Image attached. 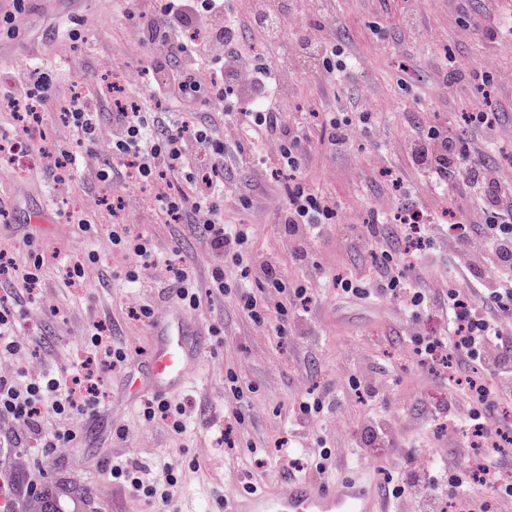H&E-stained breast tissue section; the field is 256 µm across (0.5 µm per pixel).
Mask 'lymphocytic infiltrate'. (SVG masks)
I'll return each mask as SVG.
<instances>
[{
  "label": "lymphocytic infiltrate",
  "mask_w": 512,
  "mask_h": 512,
  "mask_svg": "<svg viewBox=\"0 0 512 512\" xmlns=\"http://www.w3.org/2000/svg\"><path fill=\"white\" fill-rule=\"evenodd\" d=\"M290 11L286 2L281 11L244 16L225 0H150L148 7L128 11V21L149 51L139 83H128L125 71L110 73L130 104L109 95L53 92V70H34L25 89L7 98L19 121L0 135V158L12 159L15 145L35 141L45 114L64 112L78 131L79 143L95 159L94 186L123 194L145 192L143 204L157 223L183 225L210 258L209 280L203 285L194 265L163 258L152 236L137 225L116 223L108 239L125 282L137 285L142 274L155 271L168 296L190 313L213 310L221 302L260 327L272 318L289 323L312 302L315 289L286 281L275 261L254 264L250 231L230 224L224 204L238 193L237 172L252 174L273 166L298 170L313 149L303 119L266 105L279 84V70L257 54L244 53L241 46L247 30L268 41L278 38ZM202 95L212 103L205 111L198 106ZM374 119L370 111L353 118L323 113L322 141L334 149L343 147L353 135L369 132ZM497 128L495 113L475 112L470 131L431 128L411 147L436 184L462 186L482 201L475 220L448 227V247L454 262L465 265L469 287L439 290L407 277L406 269L421 266V258L411 247H400L378 211L364 226L373 267L332 279L336 294L388 300L435 321L436 330L412 338L420 361L448 367V400L431 403L429 413L447 414L454 435L463 445L477 443L479 451L465 466L446 467L437 475L410 469L391 492L399 497L409 486L439 484L454 496L458 512H475L476 504L466 493L473 483L490 487L500 501L512 502V476L502 468V444L512 442V419L498 413L500 405L512 403V180L501 176L498 167L482 163L476 137ZM201 164L209 175L205 186L195 176ZM337 217L335 199L304 182L289 187L277 213L289 250L301 260ZM42 266L41 256L30 255L22 263L12 244L0 243V353L14 355L23 347L13 306L42 298ZM230 268L253 278L257 290L234 288L226 277ZM104 397L101 378L85 364L73 367L63 380L42 372L28 371L20 379L0 374V419L39 432L41 447L50 453L75 444L71 419L95 414ZM50 415L62 418L63 424L46 434L42 423ZM112 477L163 507L171 505L180 480L170 464L159 477L147 480L140 468L116 462Z\"/></svg>",
  "instance_id": "lymphocytic-infiltrate-1"
}]
</instances>
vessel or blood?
<instances>
[{
	"instance_id": "vessel-or-blood-1",
	"label": "vessel or blood",
	"mask_w": 512,
	"mask_h": 512,
	"mask_svg": "<svg viewBox=\"0 0 512 512\" xmlns=\"http://www.w3.org/2000/svg\"><path fill=\"white\" fill-rule=\"evenodd\" d=\"M154 343L144 370L130 376L125 391L136 400L182 389L205 345V329L179 308L152 323ZM385 464L369 463L340 477L314 475L271 481L226 498L224 512H396Z\"/></svg>"
}]
</instances>
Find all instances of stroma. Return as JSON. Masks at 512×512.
I'll return each instance as SVG.
<instances>
[{"mask_svg":"<svg viewBox=\"0 0 512 512\" xmlns=\"http://www.w3.org/2000/svg\"><path fill=\"white\" fill-rule=\"evenodd\" d=\"M128 7L127 0H111L105 8L100 0H81L70 13L82 17L88 31L85 40L75 42L54 38L51 19L42 15L36 0H29L28 25L18 36L0 38L6 51L0 98L25 78L27 48L48 37L54 40L48 63L60 76L59 90L106 69L137 67L131 49L138 34L125 18ZM320 14L335 19V30L316 32L313 22ZM314 33L335 44L351 66L348 83L333 85L317 62L295 57L301 35ZM243 50L280 66L278 106L288 115L364 108L376 114L373 129L343 149L332 153L317 145L301 171L272 169L260 175L259 186L240 183L250 204L238 207L235 216L252 227L255 259L276 255L293 283L371 267L362 221L375 209L392 212L414 204L436 213L435 237L424 243L423 277L434 286L463 283L465 272L438 252L434 240L447 235L449 225L468 219L480 200L455 189L437 195L431 184L422 183L407 147L420 130H466L472 112H494L501 130L488 159L512 171V0H297L278 39L267 42L248 33ZM478 61L488 63L493 73L484 86L474 78ZM450 70L455 79L449 85L444 77ZM81 171L70 163L62 174L46 173L35 155L21 175L8 170L0 174V197L12 204L0 234L12 240L18 258L30 251L43 256L47 284L41 301L17 310L25 345L20 363L32 371L63 374L68 365L89 357L88 325L95 321L127 347L129 363L104 373V406L97 417L75 422L74 447L43 455L37 435L0 421V476L8 477L9 496L21 507L37 501L28 490L30 483L63 480L88 501L87 512H97L101 501L112 498L110 469L118 459L136 463L149 478L165 463L181 465L184 481L173 501L176 512H219L224 499L245 483L287 479L286 457H300L316 434L333 439L336 472L350 471L358 452L357 428L373 418L409 442L404 451L389 456L395 472L427 456H450L444 429L424 417L422 409L423 394L445 390L446 368L415 358L411 329L402 325L397 307L377 314L368 301L322 298L312 319L298 318L284 327L273 319L259 327L220 306L200 315L206 328L219 327L223 333L209 336L190 381L170 396L185 406L187 429L172 436L145 426L138 402L126 398L124 387L146 361L153 337L150 322L130 319L128 311L142 304L159 311L170 301L150 274L133 294L104 286L116 265L107 235L99 227L81 231L73 222L80 211L101 217L98 194L82 185ZM299 181L334 197L343 215L324 229L303 264L289 255L283 227L275 219L289 184ZM117 218L161 239L163 253L172 261L203 250L183 236L180 225L153 223L142 208L125 207ZM88 255L93 261L84 285L66 286L68 259ZM374 367L390 379L379 398L345 390L340 409L324 422L293 420L291 408L302 394L343 387L350 373ZM229 370L245 389L242 398L224 390ZM228 409L240 411L243 424L225 418Z\"/></svg>","mask_w":512,"mask_h":512,"instance_id":"obj_1","label":"stroma"}]
</instances>
